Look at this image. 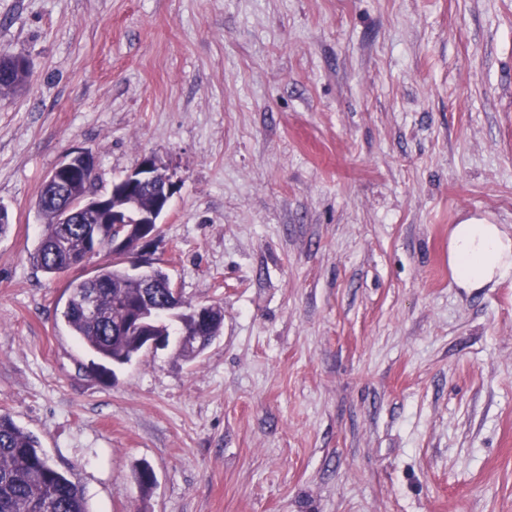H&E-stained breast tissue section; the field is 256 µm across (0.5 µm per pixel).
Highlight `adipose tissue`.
Returning <instances> with one entry per match:
<instances>
[{
    "instance_id": "adipose-tissue-1",
    "label": "adipose tissue",
    "mask_w": 512,
    "mask_h": 512,
    "mask_svg": "<svg viewBox=\"0 0 512 512\" xmlns=\"http://www.w3.org/2000/svg\"><path fill=\"white\" fill-rule=\"evenodd\" d=\"M448 264L464 288L512 277V238L487 219L465 218L449 232Z\"/></svg>"
}]
</instances>
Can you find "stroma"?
Segmentation results:
<instances>
[{"label":"stroma","mask_w":512,"mask_h":512,"mask_svg":"<svg viewBox=\"0 0 512 512\" xmlns=\"http://www.w3.org/2000/svg\"><path fill=\"white\" fill-rule=\"evenodd\" d=\"M0 413L89 512H512V278L460 288L448 231L512 234V0H0ZM178 188L152 249L224 308L105 375L32 265L73 148ZM155 475L150 489L141 466ZM28 67L26 60L17 55H0V99L13 95L23 88L29 79L27 71H14L16 68ZM13 76L10 79L11 72ZM1 79L9 81H1ZM211 308V310H210ZM209 311L211 312V318L215 322V331L219 333L222 324L224 322V311L218 305H213L211 307L210 304H200L195 306L193 310L194 320L196 323V331L192 334H183L180 336L179 345L181 344H193L196 345L198 341V336H208L209 334V326H210V317Z\"/></svg>","instance_id":"1"}]
</instances>
